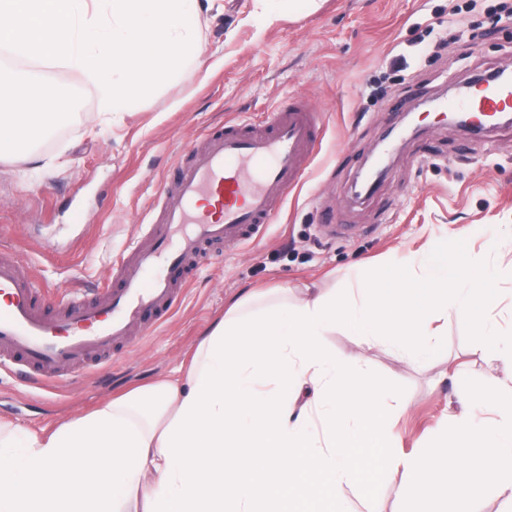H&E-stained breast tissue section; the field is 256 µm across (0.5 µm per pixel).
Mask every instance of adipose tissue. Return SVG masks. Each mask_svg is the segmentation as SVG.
Here are the masks:
<instances>
[{"mask_svg": "<svg viewBox=\"0 0 512 512\" xmlns=\"http://www.w3.org/2000/svg\"><path fill=\"white\" fill-rule=\"evenodd\" d=\"M74 96L38 74L0 70V160H22L33 134L68 122ZM421 275L395 270L359 296L290 304L254 290L204 336L178 380L105 400L53 433L0 424V512H318L339 503L373 448V478L397 480L399 512H473L492 489L512 501V406L456 382L462 411L421 455L392 451L382 394L355 358L323 344L342 323L414 362L434 356L435 320L452 316L512 358V335L489 325L495 290L482 266L430 246Z\"/></svg>", "mask_w": 512, "mask_h": 512, "instance_id": "obj_1", "label": "adipose tissue"}]
</instances>
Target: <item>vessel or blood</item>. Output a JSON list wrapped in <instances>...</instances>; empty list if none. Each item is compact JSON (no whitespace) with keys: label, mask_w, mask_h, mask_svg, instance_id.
<instances>
[{"label":"vessel or blood","mask_w":512,"mask_h":512,"mask_svg":"<svg viewBox=\"0 0 512 512\" xmlns=\"http://www.w3.org/2000/svg\"><path fill=\"white\" fill-rule=\"evenodd\" d=\"M437 106L480 116L512 109V82L452 94ZM318 144L317 109L298 97L273 112L266 128L232 123L209 132L206 148L188 149L179 162L175 188L163 196L148 243L132 244L116 265L118 287L100 289L94 303L72 291L61 299L57 317L42 308L45 288L23 275L14 254L0 252V355L23 382L41 384L76 362L106 360L113 344L133 331L148 333L182 296L158 275L159 266L179 268L214 242L255 240L298 186Z\"/></svg>","instance_id":"b4317fda"}]
</instances>
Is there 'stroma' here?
Instances as JSON below:
<instances>
[{
  "label": "stroma",
  "mask_w": 512,
  "mask_h": 512,
  "mask_svg": "<svg viewBox=\"0 0 512 512\" xmlns=\"http://www.w3.org/2000/svg\"><path fill=\"white\" fill-rule=\"evenodd\" d=\"M203 16L202 64L144 98L137 111L100 122L97 99L63 66L38 67L47 81L79 90L64 133L39 142L27 161L0 160V247L49 288L93 292L145 236L164 185L186 145H203L227 122L267 124L289 98L320 113L321 143L299 187L264 235L215 245L186 273L185 294L144 337L118 346L111 362L78 366L53 392H23L0 365V421L47 434L135 386L178 375L202 336L235 299L284 288L311 301L392 266H417L431 244L454 248L487 271L497 293L487 316L512 331V126L474 135L440 122L427 101L485 71L512 67V0H321L310 14H269L263 0H221ZM504 246L488 248L490 234ZM441 347L421 364L368 345L342 326L324 345L357 355L376 387L406 410L393 446L421 452L439 423L460 413L455 375L473 388L512 393V360L480 353L467 323L437 320ZM398 485L345 484L341 512H397Z\"/></svg>",
  "instance_id": "stroma-1"
}]
</instances>
